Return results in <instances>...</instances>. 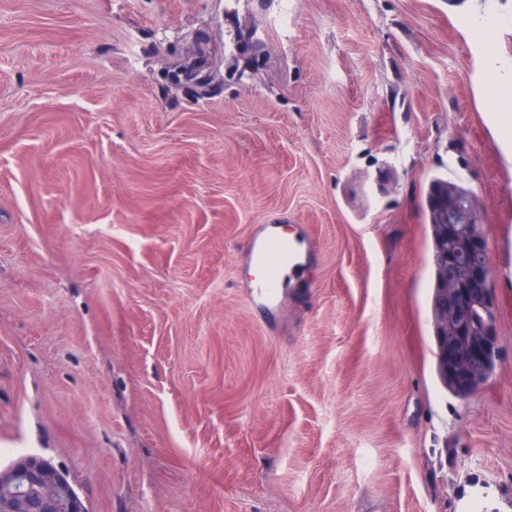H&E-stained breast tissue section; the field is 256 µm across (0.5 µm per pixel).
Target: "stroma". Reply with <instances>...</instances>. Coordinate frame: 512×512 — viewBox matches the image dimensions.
Returning a JSON list of instances; mask_svg holds the SVG:
<instances>
[{"label": "stroma", "instance_id": "35a3bbf8", "mask_svg": "<svg viewBox=\"0 0 512 512\" xmlns=\"http://www.w3.org/2000/svg\"><path fill=\"white\" fill-rule=\"evenodd\" d=\"M508 113L512 0H0V465L52 459L89 512H512ZM435 177L494 269L465 399ZM263 224L318 251L276 305ZM448 186L469 192L456 182L437 179L433 181L428 194L430 205L433 192L448 195V222H440L431 216L432 254L445 246L439 236L438 225L448 236H456V224H464L462 250L448 252L446 247L433 256V263L439 272V288L434 282L431 308L437 307L435 317L436 336L444 343L445 352L436 340V373L441 383L456 397L464 398L474 389L467 387L459 378L450 376L449 365L457 375L462 374L468 384L479 390L486 383L489 364L497 362L498 346L495 332V290L493 286L492 261L487 243L484 224L469 195L448 190ZM470 193V192H469ZM441 288V289H440ZM477 302L482 310L480 318L471 313V304ZM477 340L476 348L469 351L460 349L467 341ZM459 342V344H458ZM476 390V391H477Z\"/></svg>", "mask_w": 512, "mask_h": 512}]
</instances>
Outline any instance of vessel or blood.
<instances>
[{
  "label": "vessel or blood",
  "instance_id": "b4317fda",
  "mask_svg": "<svg viewBox=\"0 0 512 512\" xmlns=\"http://www.w3.org/2000/svg\"><path fill=\"white\" fill-rule=\"evenodd\" d=\"M315 257V248L302 246L300 241L283 237L277 225H262L249 243V260L261 272L260 277L251 280V292L268 301H276L281 288V269H304Z\"/></svg>",
  "mask_w": 512,
  "mask_h": 512
}]
</instances>
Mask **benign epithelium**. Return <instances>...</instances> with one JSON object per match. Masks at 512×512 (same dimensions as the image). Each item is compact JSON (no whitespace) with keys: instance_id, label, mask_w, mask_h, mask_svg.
I'll return each instance as SVG.
<instances>
[{"instance_id":"obj_1","label":"benign epithelium","mask_w":512,"mask_h":512,"mask_svg":"<svg viewBox=\"0 0 512 512\" xmlns=\"http://www.w3.org/2000/svg\"><path fill=\"white\" fill-rule=\"evenodd\" d=\"M174 81H191L196 85L211 78V70L195 65L173 75ZM463 225L462 249H443L434 254L439 272L442 301L437 307L435 331L450 352V366L468 384L479 390L486 385L489 364L497 362L495 332V290L492 261L484 224L472 197L448 191V223L442 225L448 236L457 235L455 224ZM44 460L28 456L13 469L10 480L24 474L39 486L38 494L16 503L11 494H3L0 512H12L21 506L36 512L46 506L59 505L62 493L58 481L38 470Z\"/></svg>"}]
</instances>
